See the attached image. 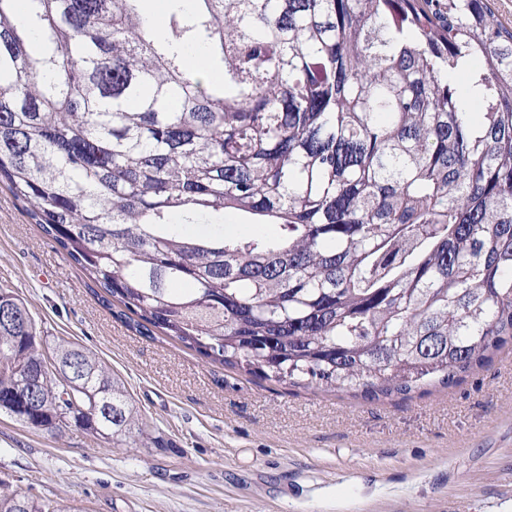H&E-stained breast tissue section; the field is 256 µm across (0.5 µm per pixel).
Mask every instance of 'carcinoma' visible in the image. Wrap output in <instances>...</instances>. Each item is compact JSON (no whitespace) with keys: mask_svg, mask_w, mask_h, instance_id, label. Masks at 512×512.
<instances>
[{"mask_svg":"<svg viewBox=\"0 0 512 512\" xmlns=\"http://www.w3.org/2000/svg\"><path fill=\"white\" fill-rule=\"evenodd\" d=\"M27 2L0 0V181L135 330L368 400L512 341V29L487 0H192L162 29L141 0ZM48 354L79 374L70 423L162 446L95 356L5 316L1 412L57 429L64 386L24 387ZM248 222L236 213H224V231L233 234H270L273 227L270 224H247Z\"/></svg>","mask_w":512,"mask_h":512,"instance_id":"carcinoma-1","label":"carcinoma"}]
</instances>
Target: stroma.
<instances>
[{
	"instance_id": "stroma-1",
	"label": "stroma",
	"mask_w": 512,
	"mask_h": 512,
	"mask_svg": "<svg viewBox=\"0 0 512 512\" xmlns=\"http://www.w3.org/2000/svg\"><path fill=\"white\" fill-rule=\"evenodd\" d=\"M0 290L125 384L161 448L0 415V494L75 512H512V345L459 385L369 402L143 336L0 183Z\"/></svg>"
}]
</instances>
